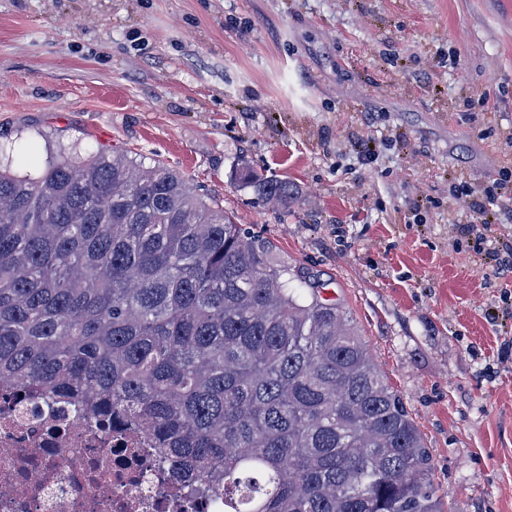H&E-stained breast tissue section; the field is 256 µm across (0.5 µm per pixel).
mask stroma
<instances>
[{
    "instance_id": "obj_1",
    "label": "stroma",
    "mask_w": 512,
    "mask_h": 512,
    "mask_svg": "<svg viewBox=\"0 0 512 512\" xmlns=\"http://www.w3.org/2000/svg\"><path fill=\"white\" fill-rule=\"evenodd\" d=\"M76 148L161 163L270 240L359 327L448 512H512V276L455 195L512 165V0H0V151L35 176ZM239 179L241 186L254 187L258 196L266 200H275L285 208H288L297 198L296 187L288 180L254 177L243 172L239 174Z\"/></svg>"
}]
</instances>
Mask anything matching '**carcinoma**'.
<instances>
[{"label":"carcinoma","mask_w":512,"mask_h":512,"mask_svg":"<svg viewBox=\"0 0 512 512\" xmlns=\"http://www.w3.org/2000/svg\"><path fill=\"white\" fill-rule=\"evenodd\" d=\"M289 207L293 183L240 173ZM150 428L224 512H445L422 434L347 314L157 163L0 168V382Z\"/></svg>","instance_id":"obj_1"}]
</instances>
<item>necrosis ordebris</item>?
I'll return each mask as SVG.
<instances>
[{"instance_id": "necrosis-or-debris-1", "label": "necrosis or debris", "mask_w": 512, "mask_h": 512, "mask_svg": "<svg viewBox=\"0 0 512 512\" xmlns=\"http://www.w3.org/2000/svg\"><path fill=\"white\" fill-rule=\"evenodd\" d=\"M190 493L140 424L114 427L0 384V512H223Z\"/></svg>"}]
</instances>
